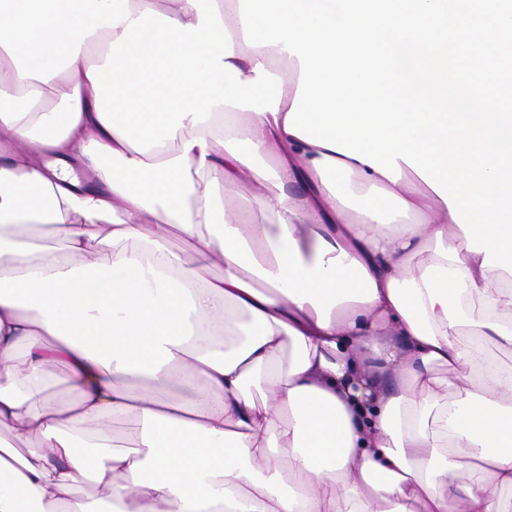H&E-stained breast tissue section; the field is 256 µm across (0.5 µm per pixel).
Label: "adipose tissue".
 I'll return each mask as SVG.
<instances>
[{
    "label": "adipose tissue",
    "instance_id": "ef3b65f1",
    "mask_svg": "<svg viewBox=\"0 0 512 512\" xmlns=\"http://www.w3.org/2000/svg\"><path fill=\"white\" fill-rule=\"evenodd\" d=\"M238 14L0 0V512H512V273L287 133L299 60Z\"/></svg>",
    "mask_w": 512,
    "mask_h": 512
}]
</instances>
